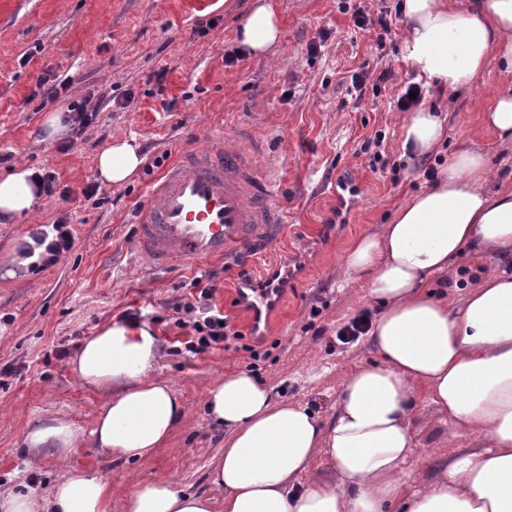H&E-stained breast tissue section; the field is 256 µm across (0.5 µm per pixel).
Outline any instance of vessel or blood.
<instances>
[{
  "instance_id": "1",
  "label": "vessel or blood",
  "mask_w": 512,
  "mask_h": 512,
  "mask_svg": "<svg viewBox=\"0 0 512 512\" xmlns=\"http://www.w3.org/2000/svg\"><path fill=\"white\" fill-rule=\"evenodd\" d=\"M208 139L156 178L138 208L136 246L153 266L260 257L282 233L278 170L260 167L264 145L249 124ZM281 288L275 280L238 289L250 325L269 319Z\"/></svg>"
}]
</instances>
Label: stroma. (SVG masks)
I'll list each match as a JSON object with an SVG mask.
<instances>
[{
  "label": "stroma",
  "instance_id": "obj_1",
  "mask_svg": "<svg viewBox=\"0 0 512 512\" xmlns=\"http://www.w3.org/2000/svg\"><path fill=\"white\" fill-rule=\"evenodd\" d=\"M270 2L282 39L273 56L259 59L238 54L237 24L250 0H0V174L18 163L52 170L70 191L69 202L45 197L32 212L0 222V263L61 213H70L74 236L58 264L21 267L15 278L0 279V490L32 482L45 492L67 473L87 471L106 477L112 512H123L139 481L169 480L211 494L224 431L205 415L203 402L225 373L252 362L275 400L306 404L331 424L345 376L376 359L368 336L347 345L336 338L352 319L378 312L350 278L345 254L359 238L379 234L401 204L427 187V167L459 150L480 151L493 185H512V143L482 123L495 98L512 87L496 64L470 90L451 95L435 86L426 93L424 107L445 112L448 134L438 155L410 158L401 149L404 114L396 100L417 75L404 51L401 0ZM358 12L369 26L355 27ZM382 15L389 29L379 26ZM230 55L236 61L229 65ZM384 70L390 78L378 82ZM356 75L364 79L358 90L351 84ZM45 76L65 82L60 99L41 96ZM82 101L97 109L94 123L78 136H50L48 119ZM170 101L175 111H166ZM239 122L251 123L279 168L284 239L251 266L231 259L153 269L134 244L135 210L148 184L182 151L203 145L207 133H232ZM378 134V153L363 152ZM116 137L144 151L138 173L122 185L100 182L95 166ZM91 182L99 183L106 204L84 199ZM274 265L289 267L291 277L270 327L259 333L244 320L234 290ZM493 269L512 270V256L469 252L430 289L457 306L464 282ZM208 278L216 285L213 304L241 337L226 350L172 354L174 341L188 338L172 305L194 300L197 280ZM135 311L160 339L152 378L173 388L187 414L167 445L128 462L95 448L89 431L112 392L84 385L71 358L99 328ZM51 416L83 435L66 461L51 453L31 460L24 435ZM415 424L413 467L426 481L449 447L480 445L477 435H450L422 390Z\"/></svg>",
  "mask_w": 512,
  "mask_h": 512
}]
</instances>
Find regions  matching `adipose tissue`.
Listing matches in <instances>:
<instances>
[{
  "instance_id": "adipose-tissue-1",
  "label": "adipose tissue",
  "mask_w": 512,
  "mask_h": 512,
  "mask_svg": "<svg viewBox=\"0 0 512 512\" xmlns=\"http://www.w3.org/2000/svg\"><path fill=\"white\" fill-rule=\"evenodd\" d=\"M404 49L419 77L449 91L472 88L490 60L512 79V0H403ZM269 0H257L240 30L242 44L266 56L280 38ZM446 135L439 112L421 108L402 125V147L422 157ZM143 163L136 147L114 139L97 158L100 177L120 184ZM35 169L0 177V219L29 212L38 198ZM485 156H448L434 182L400 205L380 234L360 238L344 257L381 306L370 332L377 363L343 380L336 417L323 425L307 405L274 400L256 375H225L207 392L211 420L226 431L211 471L224 512H512V273L485 274L462 304L426 292L467 247L512 254V189L489 191ZM159 342L148 326L114 323L80 346L77 377L112 397L90 434L102 452L127 460L151 456L185 418L167 384L152 379ZM424 389L441 420L483 439L449 451L435 478L418 486L415 398ZM80 434L61 418L28 430L31 456L66 457ZM325 471L311 473L316 455ZM105 478L76 472L49 494L33 487L0 493V512H111ZM124 512H214L213 499L170 481L135 483Z\"/></svg>"
}]
</instances>
